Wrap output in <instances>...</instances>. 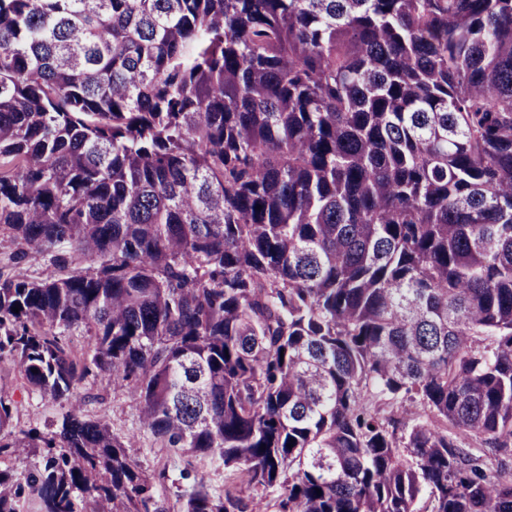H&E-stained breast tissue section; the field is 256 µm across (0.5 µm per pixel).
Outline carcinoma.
Returning <instances> with one entry per match:
<instances>
[{
	"mask_svg": "<svg viewBox=\"0 0 512 512\" xmlns=\"http://www.w3.org/2000/svg\"><path fill=\"white\" fill-rule=\"evenodd\" d=\"M0 238V365L184 512H512V0H0ZM17 414L0 512H168ZM123 384L112 383L111 377L98 378L92 392L105 394L107 399L104 403H97L87 397V385L86 388L74 391L63 403V409L52 400L37 395L28 396L18 389L16 398L21 402L18 406V427L43 430L45 423L61 410L104 417L114 433L133 440L134 447L126 448L127 452L139 461L150 476L154 497L164 502L170 512H177L182 504L180 495L193 484L192 478L185 480L181 476L183 471L191 469L188 458L160 448L150 433L140 430L137 411Z\"/></svg>",
	"mask_w": 512,
	"mask_h": 512,
	"instance_id": "carcinoma-1",
	"label": "carcinoma"
}]
</instances>
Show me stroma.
<instances>
[{
	"instance_id": "stroma-1",
	"label": "stroma",
	"mask_w": 512,
	"mask_h": 512,
	"mask_svg": "<svg viewBox=\"0 0 512 512\" xmlns=\"http://www.w3.org/2000/svg\"><path fill=\"white\" fill-rule=\"evenodd\" d=\"M94 389L105 394L104 403L89 399L83 388L74 391L61 405L37 395L18 392L19 428H44L46 422L62 409L78 415L104 417L114 433L132 439L133 446L128 453L149 475L154 497L164 502L170 512H179L181 496L191 486L190 481L182 477L188 467L187 458L159 447L150 433L140 430L137 411L124 386L105 377L96 380Z\"/></svg>"
}]
</instances>
